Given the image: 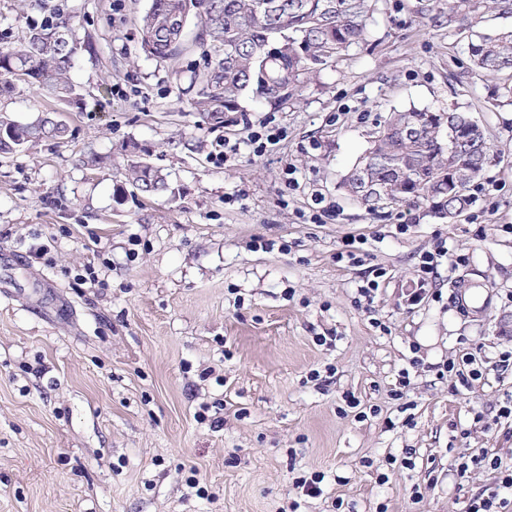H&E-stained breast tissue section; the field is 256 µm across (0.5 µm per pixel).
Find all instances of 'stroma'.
I'll return each instance as SVG.
<instances>
[{
  "label": "stroma",
  "instance_id": "1",
  "mask_svg": "<svg viewBox=\"0 0 512 512\" xmlns=\"http://www.w3.org/2000/svg\"><path fill=\"white\" fill-rule=\"evenodd\" d=\"M422 4L371 0L365 40L299 97H243L217 125L189 104L215 54L196 22L158 60L149 0H46L70 20L83 104L24 82L0 96L18 123L54 109L69 128L0 157V254L23 258L0 266V512H467L492 476L459 478L458 456L512 457V96ZM42 17L0 0V47ZM411 106L486 130L454 219L374 214L341 185ZM259 128L282 137L256 155ZM225 139L241 149L221 164ZM130 142L170 192L126 182ZM444 248L461 264L418 294ZM466 361L465 387L446 366ZM315 474L309 497L295 481Z\"/></svg>",
  "mask_w": 512,
  "mask_h": 512
}]
</instances>
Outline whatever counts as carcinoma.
<instances>
[{"instance_id": "1", "label": "carcinoma", "mask_w": 512, "mask_h": 512, "mask_svg": "<svg viewBox=\"0 0 512 512\" xmlns=\"http://www.w3.org/2000/svg\"><path fill=\"white\" fill-rule=\"evenodd\" d=\"M512 12V0H427L422 14L448 27L471 31L468 53L473 68L487 77L512 74V29L494 35L473 30L480 5ZM369 0H151L143 15V51L166 59L178 49L191 19L202 37L218 48L215 62L194 75L198 87L191 105L217 124L239 109L246 93L269 102L297 95L305 75L320 70L366 37ZM279 41L283 49L269 53ZM77 52L70 21L57 12L45 16L27 37L0 50V92L26 82L66 104L79 100L68 73ZM435 111L411 107L393 111L379 123L377 135L343 179L348 193L368 210L428 203L441 216L457 217L473 203L470 184L488 159L484 131L456 141L436 129ZM68 127L45 112L29 125L0 115V156L11 155L40 138L62 139ZM126 181L142 194L169 191L166 176L139 154L132 143Z\"/></svg>"}]
</instances>
